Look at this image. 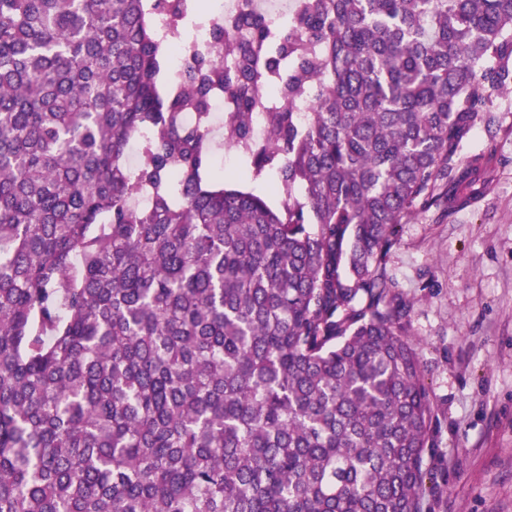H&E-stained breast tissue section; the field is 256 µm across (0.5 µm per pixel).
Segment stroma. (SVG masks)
Listing matches in <instances>:
<instances>
[{"label": "stroma", "mask_w": 512, "mask_h": 512, "mask_svg": "<svg viewBox=\"0 0 512 512\" xmlns=\"http://www.w3.org/2000/svg\"><path fill=\"white\" fill-rule=\"evenodd\" d=\"M499 102V128L468 144L495 148L493 192L451 215L418 211L386 258L438 408L429 512H512V95Z\"/></svg>", "instance_id": "stroma-1"}]
</instances>
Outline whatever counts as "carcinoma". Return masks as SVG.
I'll return each instance as SVG.
<instances>
[{
    "mask_svg": "<svg viewBox=\"0 0 512 512\" xmlns=\"http://www.w3.org/2000/svg\"><path fill=\"white\" fill-rule=\"evenodd\" d=\"M166 7L197 10L0 0V512H426L436 405L385 258L493 190L495 150L462 148L512 94V0L248 12L177 91ZM220 89L275 204L210 177ZM279 98L271 86L265 87V93L252 117V138L257 142H265L267 138V113L273 112L278 105Z\"/></svg>",
    "mask_w": 512,
    "mask_h": 512,
    "instance_id": "carcinoma-1",
    "label": "carcinoma"
}]
</instances>
